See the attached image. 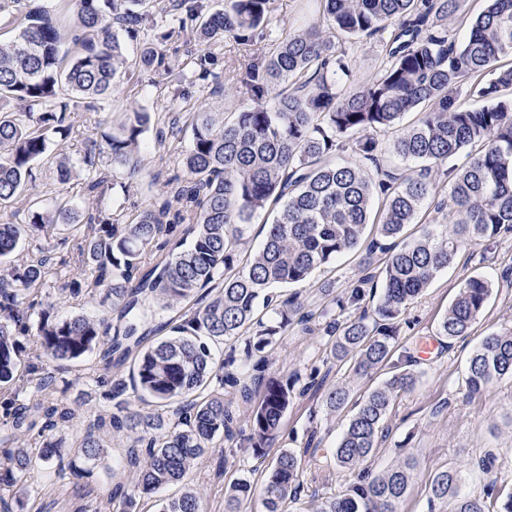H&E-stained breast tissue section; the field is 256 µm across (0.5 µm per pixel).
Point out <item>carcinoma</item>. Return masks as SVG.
<instances>
[{
    "label": "carcinoma",
    "mask_w": 512,
    "mask_h": 512,
    "mask_svg": "<svg viewBox=\"0 0 512 512\" xmlns=\"http://www.w3.org/2000/svg\"><path fill=\"white\" fill-rule=\"evenodd\" d=\"M146 0H54L50 9L15 18L14 37L0 41V100L24 103L41 112L0 110V203L31 186L33 165L44 159L56 136H67L69 102L97 100L114 88L126 69L118 21L134 29L144 20ZM322 18L258 56L246 55L235 81L247 95L231 112L199 109L189 116L190 143L185 176L164 184L152 208L126 223L91 216L73 238L83 266L73 292L112 304V321L91 315L60 319L43 310L33 314L30 297L38 293L54 257L42 248L17 263L12 255L25 242L57 224L78 222L75 210L55 202L52 212L35 211L27 224H0V386L11 387L4 400L11 433L0 439V491L12 492L27 470L58 455L53 437L33 450L16 444L37 420L54 428L72 409L55 402L54 377L28 366L30 378L17 377L19 337L35 333L38 357L79 361L99 350L107 366L132 362L131 386L138 401L151 399L142 413L113 386L112 415H98L76 444L87 465L107 463L98 432L106 427L129 433L126 468L112 470L116 512H132L136 498L180 484L204 464L217 441H242L254 459L265 461L281 437L295 386L319 391L320 369L307 377L286 378L270 371L269 352L288 328L306 326L314 312L295 296L276 292L306 281L339 256L356 253L361 276L344 297L330 285L319 293L340 311L360 314L323 327L333 338L332 359L348 358L353 373L372 374L394 354L401 317L413 301L447 268L457 252L512 234V0H489L457 43L443 25L459 0H322ZM180 11L200 22L204 42L232 37L247 48L263 36L274 0H224V8L202 14L196 0H180ZM386 65L367 88L350 85L348 52L353 39L383 36ZM72 56L60 51L65 35ZM145 68H168L152 46L140 51ZM469 82L476 96L489 101L480 109L457 105L455 91ZM417 112V123L393 141L395 152L424 165L406 174L380 164L374 134ZM149 112H127L112 126L108 147L112 169L91 168L88 190L105 199L113 174L133 182L141 167L138 150L149 129ZM351 149L374 165L368 174L336 156ZM465 162L448 165L459 155ZM453 175L448 223L424 224L419 237L405 239L420 223L426 202L439 194V168ZM281 205L267 225L262 248L244 264L238 257L256 213ZM382 293L375 318L364 310L377 284ZM492 284L468 278L438 323V334L454 339L468 334L482 313ZM245 338V359L228 355L216 364L214 346ZM512 378V332L485 336L471 356L466 387L477 394L492 381ZM417 375L403 372L373 389L357 410L337 446L338 467L354 470L372 457L385 433L384 420ZM249 405L241 417L234 399ZM349 399L336 387L323 396L333 413ZM303 451L283 449L264 481L265 512H290L302 493ZM413 463L406 460L375 474L362 472L340 495L312 512H399ZM252 485L238 478L224 491V512H241ZM431 502L450 512H512V487L493 481L479 497L460 495L455 469L436 473ZM162 512H201L197 488L162 505Z\"/></svg>",
    "instance_id": "carcinoma-1"
}]
</instances>
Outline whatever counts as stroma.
<instances>
[{
    "label": "stroma",
    "instance_id": "stroma-1",
    "mask_svg": "<svg viewBox=\"0 0 512 512\" xmlns=\"http://www.w3.org/2000/svg\"><path fill=\"white\" fill-rule=\"evenodd\" d=\"M274 5L271 21L263 37L251 46V53H259L282 40L288 31L306 28L322 11L320 0H275ZM144 12L145 19L138 30L122 35L127 57L123 80L96 108H88L81 99L70 100V134L55 138L48 156L34 165L35 189L0 204V224L29 223L35 205L46 208L60 198L77 207L79 217H86L94 199L87 190L89 170L83 156L90 146H98L101 154L97 163L109 165L104 135L111 132L113 119L135 108L152 115L151 128L141 139L142 176L128 190L114 192L123 217H132L155 203L164 180L184 173L183 154L188 142L168 136L173 120H184L199 107L220 112L240 100L236 84L226 78L230 66L241 56L232 38L202 45L197 20L173 14L171 0H148ZM165 31L169 32V39L159 41V34ZM155 40L160 43L169 71H146L139 64L142 46ZM201 54L207 57L202 69L194 63ZM384 57L379 38L353 43L348 57L352 86L364 87L375 81ZM62 157L68 158L75 168L64 185L59 184L56 176V161ZM72 232V227H61L56 235L40 244L58 257L59 263L46 276L36 306L50 308L58 317L82 313L106 316L108 306L69 293L70 282L79 276V264L69 255ZM359 274L356 260L346 257L317 269L307 281L288 286L287 291L308 304L314 301L322 282H333L336 293L341 295ZM474 275L484 276L492 283L484 311L468 335L452 340L440 336L439 318L459 288ZM510 330L512 235H504L494 243L470 246L458 253L454 262L410 305L398 326L393 357L372 377H357L348 363L332 362L325 388L346 386L355 400L396 373L406 370L418 376L416 386L388 412V433L367 463L368 469L377 470L406 458L413 460L410 489L400 512H430V482L447 467L460 469L461 491L465 494H480L492 479L512 486V379L495 381L475 396L469 395L465 383L468 359L483 336ZM328 351L326 337L294 325L279 340L273 369L280 376L302 373L321 365ZM43 369L55 378L58 390L63 391L73 410L69 421L60 423L54 432L61 460L66 463L75 457V442L84 434L89 421L98 414L110 416L112 384L127 378L129 371L105 369L95 355L75 363H47ZM352 414L349 406L336 414H326L320 395L312 393L295 396L290 403L280 448H300L309 430L314 431L318 444L300 478L305 494L320 498L339 494L352 482V475L340 469L331 454ZM104 440L109 447L107 466L92 468L80 477L68 474L62 478L48 469L32 470L26 475L21 492L8 497L9 512H112L111 468L124 457L126 437L109 431ZM485 458L491 461L486 469L480 466ZM255 465L245 449L216 447L202 468L190 473L187 483L202 493L204 512H224L225 486L247 477L254 494L246 512H263L261 489L265 474L256 470Z\"/></svg>",
    "mask_w": 512,
    "mask_h": 512
}]
</instances>
